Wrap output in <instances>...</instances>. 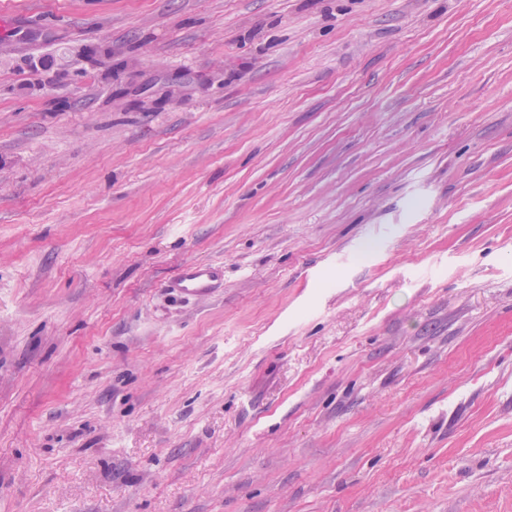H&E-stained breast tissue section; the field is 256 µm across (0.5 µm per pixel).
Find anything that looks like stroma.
Instances as JSON below:
<instances>
[{
  "instance_id": "stroma-1",
  "label": "stroma",
  "mask_w": 512,
  "mask_h": 512,
  "mask_svg": "<svg viewBox=\"0 0 512 512\" xmlns=\"http://www.w3.org/2000/svg\"><path fill=\"white\" fill-rule=\"evenodd\" d=\"M0 512H512V0H0ZM220 269L204 264H186L171 281V288L186 297H205L212 293Z\"/></svg>"
}]
</instances>
